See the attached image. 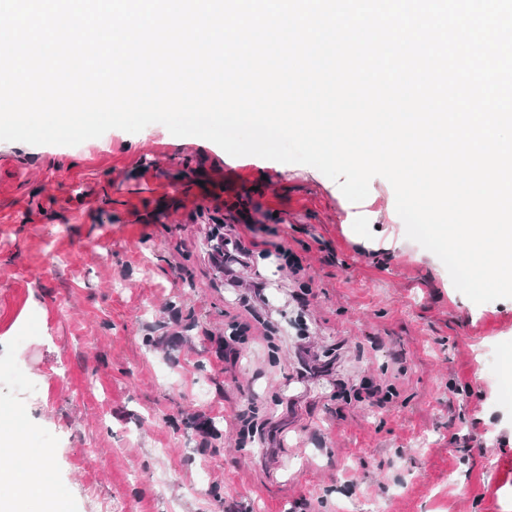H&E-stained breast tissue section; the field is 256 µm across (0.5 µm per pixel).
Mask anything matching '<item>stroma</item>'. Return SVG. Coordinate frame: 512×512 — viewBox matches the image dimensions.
I'll list each match as a JSON object with an SVG mask.
<instances>
[{"label": "stroma", "mask_w": 512, "mask_h": 512, "mask_svg": "<svg viewBox=\"0 0 512 512\" xmlns=\"http://www.w3.org/2000/svg\"><path fill=\"white\" fill-rule=\"evenodd\" d=\"M360 209L374 221L347 223ZM221 223L275 225L314 278L303 307L259 263L274 332L255 328L228 366L217 341L246 291L209 260ZM305 343L345 380L381 377L401 351L396 403L299 381ZM248 392L273 436L243 448ZM0 406L22 415L30 455H50L43 497L64 512H512V298L458 292L381 177L356 205L316 168L228 164L160 124L0 142Z\"/></svg>", "instance_id": "35a3bbf8"}]
</instances>
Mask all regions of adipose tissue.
Masks as SVG:
<instances>
[{
    "label": "adipose tissue",
    "mask_w": 512,
    "mask_h": 512,
    "mask_svg": "<svg viewBox=\"0 0 512 512\" xmlns=\"http://www.w3.org/2000/svg\"><path fill=\"white\" fill-rule=\"evenodd\" d=\"M26 426L21 417L0 409V460L11 466L0 469V512H27L24 501L29 492L41 491L50 481V459L31 460L24 456Z\"/></svg>",
    "instance_id": "ef3b65f1"
}]
</instances>
